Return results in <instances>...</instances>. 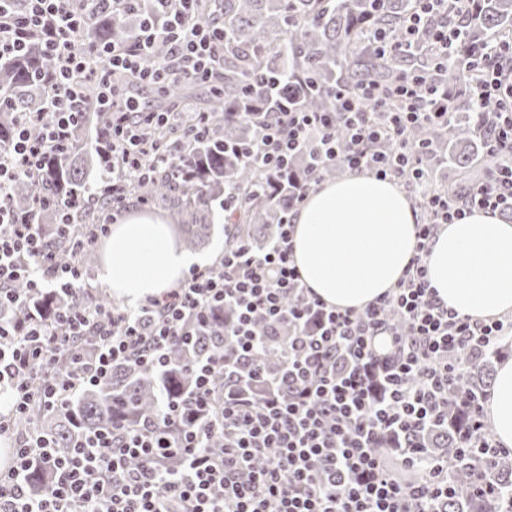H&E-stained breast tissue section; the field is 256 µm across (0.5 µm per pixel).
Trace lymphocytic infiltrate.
<instances>
[{
  "label": "lymphocytic infiltrate",
  "instance_id": "1",
  "mask_svg": "<svg viewBox=\"0 0 512 512\" xmlns=\"http://www.w3.org/2000/svg\"><path fill=\"white\" fill-rule=\"evenodd\" d=\"M103 2L84 0L80 14L72 0H28L20 14L0 4V56L21 54L37 29L56 61L40 111L20 113L12 138L0 143V308L17 302L9 286L19 279L32 296L77 290L84 281L79 266L53 261L39 225L13 212L8 193L19 176L36 175L50 153L68 144L86 108L78 76H91L99 104L112 109V123L96 143L112 206L75 248L109 234L132 180L185 166L176 150L147 136L148 128L177 123L188 143L208 136L204 113L152 112L119 100L111 76L120 70L159 89L176 80L209 82L224 57L223 27L199 22L196 0H152L127 45L78 46L81 26ZM419 2L402 24L406 41L428 42L448 61L455 33L446 18L467 11L470 0ZM435 15L441 22L434 26ZM159 42L167 45L161 58L153 54ZM475 90L490 161L483 177L455 197L426 178L440 158L409 138L415 126L448 120L447 91L420 75L392 86H336L330 112L294 106L265 113L256 139L239 146L244 160L269 177L287 171L299 151H311L313 164L295 190L299 204L320 182L321 169L333 164L414 192L417 206L429 214L417 226V252L396 288L364 310L329 307L305 285L292 258L294 219L288 216L263 253L237 241L217 265L191 268L175 288L136 306L117 311L89 303L61 310L51 322L33 314L22 323L0 319V392L8 398L0 411V439L15 448L9 467L0 469V512H442L447 460L428 462L418 449L407 448L397 462L381 441L443 417L448 383L461 374L457 355L493 351L500 336L512 334V318L475 321L448 310L427 278L425 258L441 226L476 210L512 207V39L492 44ZM225 305L237 313L224 328L230 354L197 365L191 398H166L155 421L89 436L64 457L53 455L43 440L15 437L13 418L33 399L54 411L81 386L107 382L116 365L165 367L170 348L186 340L189 320L206 319ZM264 322L291 329L285 364L273 377L259 365ZM87 329L97 337L90 361L71 343ZM64 352L72 355L69 373L57 367ZM36 368L41 384L35 390L29 379ZM218 369L232 383L220 404L212 379ZM175 423L185 426L176 439L167 432ZM219 434L224 445L216 448ZM172 454L182 466L163 468L161 459ZM130 458L139 467H128ZM38 462L53 476L44 495L25 484V472ZM414 466L423 468L424 478L405 482L401 468Z\"/></svg>",
  "mask_w": 512,
  "mask_h": 512
}]
</instances>
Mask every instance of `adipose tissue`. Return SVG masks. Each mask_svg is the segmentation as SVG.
Here are the masks:
<instances>
[{"label": "adipose tissue", "mask_w": 512, "mask_h": 512, "mask_svg": "<svg viewBox=\"0 0 512 512\" xmlns=\"http://www.w3.org/2000/svg\"><path fill=\"white\" fill-rule=\"evenodd\" d=\"M417 214L395 183L347 173L309 193L295 219L293 258L327 305L361 310L394 288L417 252ZM159 217L130 214L113 225L98 271L109 291L134 305L178 284L198 263ZM428 280L441 303L484 320L512 314V224L473 211L444 225L429 246ZM496 442L512 448V359L500 362L486 405Z\"/></svg>", "instance_id": "1"}]
</instances>
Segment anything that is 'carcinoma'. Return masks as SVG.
Wrapping results in <instances>:
<instances>
[{
    "label": "carcinoma",
    "mask_w": 512,
    "mask_h": 512,
    "mask_svg": "<svg viewBox=\"0 0 512 512\" xmlns=\"http://www.w3.org/2000/svg\"><path fill=\"white\" fill-rule=\"evenodd\" d=\"M376 0H224V82L211 91L212 108L208 112L217 136L186 147L188 166L174 175L158 170L149 181H135L132 192L150 203H167L184 198L190 224L185 244L194 250L208 240L212 206L224 202V190L237 186L246 191L239 208L226 213L224 247L242 238L260 247L265 243L270 225L278 223L293 205L285 181L271 182L257 192L254 185L261 172L238 156L224 150V142L243 143L251 138L260 117L246 119L238 112L247 91L262 97L268 92L265 77L275 73L281 80L279 95L313 111H329L334 103L327 92L337 84L348 88L374 84L389 86L410 74L424 75L448 88L450 104L448 127H421L413 130V142L423 141L430 149H448L452 167L459 178L445 184L448 194L456 195L462 183L478 170L471 166L472 155L487 156V142L474 136L477 102L469 82L474 80L476 65L490 35L512 33V0H474L467 12L455 16L456 36L448 65L439 66L431 59L427 46L410 47L401 40L403 19L416 11L417 0H383V7L373 9ZM376 23L383 27L394 49L385 56L375 53L365 43L361 30ZM132 33L127 17L107 10L98 13L92 39L102 46L124 44ZM55 70V61L40 44V35L30 37V47L23 58L0 59V94L10 98L11 107L0 109V141L11 136L16 113L34 107L47 86L46 78ZM86 99L85 117L72 133L67 148L49 158L36 179L24 176L9 189L14 211L35 219L48 215L46 240L54 259L75 263L90 272L97 263L93 248L76 250L75 239L87 234L98 220L106 203L97 199L88 204L86 196L97 190V175L89 165L92 137L109 123L107 113L94 105L97 84L81 79ZM70 205V233L58 234L61 206ZM60 299L45 292L34 304L45 320H52ZM224 311H217L204 322L191 323L193 336L187 345H174L169 363L161 372L119 365L112 369L109 381L101 386H84L67 400L64 407L47 411L39 403L17 417L16 430L38 429L58 456L78 447L86 435L136 428L150 422L160 410L162 397L192 395L191 368L196 363L224 351ZM262 355L269 372L284 363L282 347L285 331L268 337ZM495 355L460 354L458 364L464 376L448 384V422L421 433L400 435L398 444L418 447L434 457L453 462L448 468L447 512H501L512 499V460L496 456L468 440L469 412L460 395L470 397L485 392L492 379ZM25 482L33 493L47 489L46 474L37 464L26 472Z\"/></svg>",
    "instance_id": "cac0c4a2"
}]
</instances>
